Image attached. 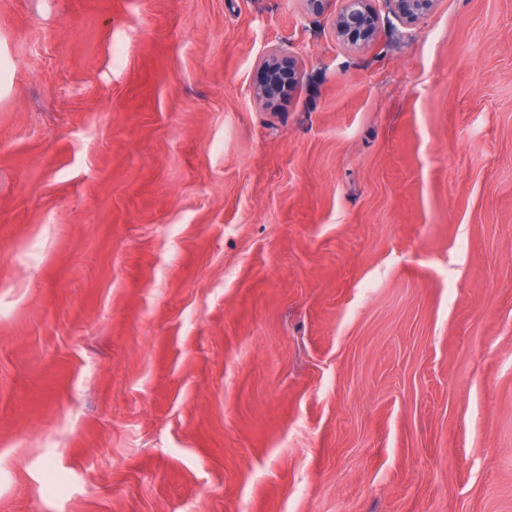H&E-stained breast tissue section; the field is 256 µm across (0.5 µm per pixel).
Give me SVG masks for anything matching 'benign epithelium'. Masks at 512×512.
Wrapping results in <instances>:
<instances>
[{
	"instance_id": "obj_1",
	"label": "benign epithelium",
	"mask_w": 512,
	"mask_h": 512,
	"mask_svg": "<svg viewBox=\"0 0 512 512\" xmlns=\"http://www.w3.org/2000/svg\"><path fill=\"white\" fill-rule=\"evenodd\" d=\"M375 0H341V6L331 19L335 39L347 46L363 49L373 44L381 24ZM393 13L405 24L427 17L437 0H388ZM258 80L252 86L254 100L268 106L288 96L297 86L301 72L295 55L271 47L257 63Z\"/></svg>"
}]
</instances>
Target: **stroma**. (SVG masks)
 Listing matches in <instances>:
<instances>
[{"mask_svg": "<svg viewBox=\"0 0 512 512\" xmlns=\"http://www.w3.org/2000/svg\"><path fill=\"white\" fill-rule=\"evenodd\" d=\"M339 7L0 0V512H512V0ZM373 2L375 0H341L340 8L331 19L332 33L338 42L363 49L377 40L381 24ZM393 13L405 24L416 23L427 17L435 8L437 0H386ZM258 80L252 86L254 100L272 107L297 86L301 72L295 55L271 47L257 63Z\"/></svg>", "mask_w": 512, "mask_h": 512, "instance_id": "35a3bbf8", "label": "stroma"}]
</instances>
